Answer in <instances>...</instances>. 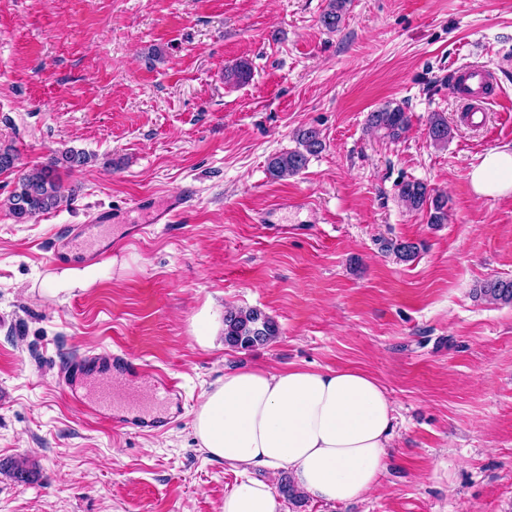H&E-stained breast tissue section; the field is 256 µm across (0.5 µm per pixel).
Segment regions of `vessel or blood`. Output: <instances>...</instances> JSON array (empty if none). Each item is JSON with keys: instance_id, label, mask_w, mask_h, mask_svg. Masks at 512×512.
<instances>
[{"instance_id": "b4317fda", "label": "vessel or blood", "mask_w": 512, "mask_h": 512, "mask_svg": "<svg viewBox=\"0 0 512 512\" xmlns=\"http://www.w3.org/2000/svg\"><path fill=\"white\" fill-rule=\"evenodd\" d=\"M490 83V71L479 65H469L460 72V78L454 81L451 91L467 100L469 116H477L486 110L487 90ZM197 193L193 186L182 187L178 192L161 197H141L133 202L132 208L141 212L145 221L132 224L114 234L111 240L113 248H120L127 241L141 235L146 228L170 223L172 218L193 208ZM51 259L60 263L70 259L71 255L99 257L105 252L94 227H87L70 241L55 242L51 248ZM143 364L138 358L124 352L102 351L81 357L71 363L62 375L68 391L80 395L90 406L91 414L100 420L119 423L124 419L120 410L113 408L112 395L107 391H94L93 386L102 376L117 380L133 381L143 375ZM178 393L174 382L164 373L155 372L151 376L148 409L140 411L138 421L141 426L152 427L158 424L161 409L170 404Z\"/></svg>"}]
</instances>
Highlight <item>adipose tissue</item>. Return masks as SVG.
<instances>
[{
    "label": "adipose tissue",
    "instance_id": "adipose-tissue-1",
    "mask_svg": "<svg viewBox=\"0 0 512 512\" xmlns=\"http://www.w3.org/2000/svg\"><path fill=\"white\" fill-rule=\"evenodd\" d=\"M474 192L512 196V147L472 168ZM393 402L371 374L352 368L225 374L206 392L192 429L212 459L247 471L287 470L303 495L345 503L376 489L393 446ZM223 512H281L270 482H239Z\"/></svg>",
    "mask_w": 512,
    "mask_h": 512
}]
</instances>
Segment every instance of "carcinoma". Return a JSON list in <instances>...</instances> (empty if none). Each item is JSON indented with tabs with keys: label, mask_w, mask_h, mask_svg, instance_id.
Instances as JSON below:
<instances>
[{
	"label": "carcinoma",
	"mask_w": 512,
	"mask_h": 512,
	"mask_svg": "<svg viewBox=\"0 0 512 512\" xmlns=\"http://www.w3.org/2000/svg\"><path fill=\"white\" fill-rule=\"evenodd\" d=\"M347 0H329L320 16L321 25L335 31L339 27ZM253 75L251 64L240 60L225 71L224 79L236 84H245ZM369 126L383 136L396 141L408 131L410 119L400 106L385 105L368 116ZM428 137L436 145H443L451 137L447 119L440 113L431 115L428 122ZM298 147L294 150L272 156L268 162L270 175L278 180L298 174L304 169L309 157L323 148L319 130L314 127L301 131L297 137ZM85 152L74 148L62 151L61 157L53 158L48 164L34 168L18 178L15 189L7 199L9 214L18 222L59 207L63 195L57 174V166L65 164L70 168L87 163ZM401 201L414 211H424L428 223L445 224L448 221V197L430 188L422 181H405L399 187ZM398 259L408 262L419 251L418 244L409 241L390 242L386 245ZM477 294L492 303H512V278L488 279L477 288ZM279 334L278 323L257 308H229L224 313V342L230 347L249 350L266 345Z\"/></svg>",
	"instance_id": "carcinoma-1"
}]
</instances>
